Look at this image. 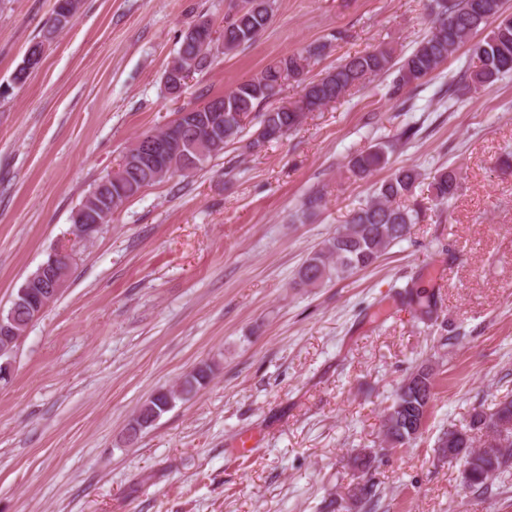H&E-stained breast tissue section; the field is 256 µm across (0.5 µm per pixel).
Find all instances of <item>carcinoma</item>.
Segmentation results:
<instances>
[{
	"instance_id": "carcinoma-1",
	"label": "carcinoma",
	"mask_w": 512,
	"mask_h": 512,
	"mask_svg": "<svg viewBox=\"0 0 512 512\" xmlns=\"http://www.w3.org/2000/svg\"><path fill=\"white\" fill-rule=\"evenodd\" d=\"M428 9L430 32L407 54L379 46L350 56L335 69L307 82L309 59L324 49L322 45L309 46L267 66L224 94L184 110L179 119L157 131L166 142L174 144V154L150 158L134 167L122 162L113 173L112 188L97 184L80 209L93 211L110 206L115 211L144 187L161 181L159 172L163 168L192 171L203 166L241 137L246 128L244 121L250 117L257 119L260 127L246 149L257 152L302 124L306 110L299 104L305 101L318 102L320 109L344 98L367 80L390 71L396 73L391 92L398 94L431 76L467 44L478 65L455 91L476 93L512 72V15L503 9V0H429ZM271 18V0H240L234 11L224 16V53L251 42ZM490 21L496 22V26L484 38L472 42L473 36ZM215 59L212 41H199L188 33L183 35L175 57L191 74L210 68ZM290 79L304 82L303 95L294 102V108L282 106L258 111ZM217 102L224 105V138L199 154L197 146L206 136L211 108ZM391 148L390 144L377 143L357 153L348 161V173L355 179L369 177L386 167ZM419 178L416 168L400 167L381 181L373 194L352 210L342 229L325 239L303 263L296 284L318 288L330 280L343 279L371 267L386 249L406 239L411 225L420 220L422 206L407 207L400 200L413 195ZM458 186L455 169L448 166L436 170L430 183L431 201L438 205L448 203ZM214 373L213 364L198 366L186 376L184 392L188 395L198 392ZM432 389L433 373L426 368L410 373L399 386L385 409L382 424L383 435L392 446L407 445L421 435ZM179 401L181 398L175 395L157 393L141 405L129 429L141 432L153 426L155 418L166 414L163 406ZM439 448L444 457L451 449H464L465 461L461 462L464 484L478 497L491 494L494 480L512 472V401H500L491 409L482 405L473 408L465 427L443 432ZM372 463V457L366 454L353 459L357 474L345 493L350 510L362 508L378 496L377 483L370 472Z\"/></svg>"
}]
</instances>
